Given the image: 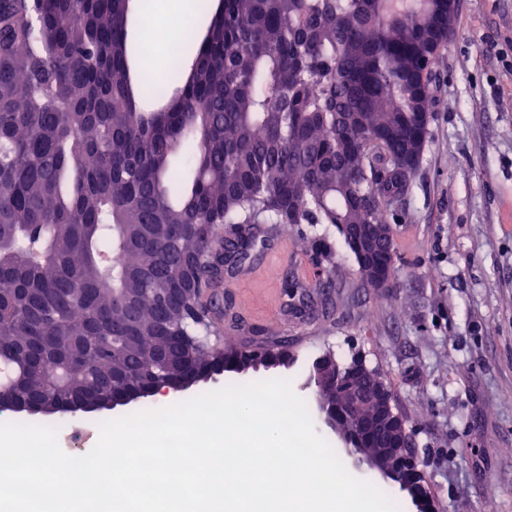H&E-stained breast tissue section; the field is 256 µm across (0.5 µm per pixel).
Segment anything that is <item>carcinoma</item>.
Returning a JSON list of instances; mask_svg holds the SVG:
<instances>
[{
    "instance_id": "1",
    "label": "carcinoma",
    "mask_w": 512,
    "mask_h": 512,
    "mask_svg": "<svg viewBox=\"0 0 512 512\" xmlns=\"http://www.w3.org/2000/svg\"><path fill=\"white\" fill-rule=\"evenodd\" d=\"M128 4L0 0V383L23 396L65 369L87 403L141 384L170 328L200 342L199 380L252 369L197 332H220L222 270L265 245L255 224L383 223L455 25L445 0H220L141 112L160 95L132 76Z\"/></svg>"
}]
</instances>
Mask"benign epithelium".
<instances>
[{"instance_id":"1","label":"benign epithelium","mask_w":512,"mask_h":512,"mask_svg":"<svg viewBox=\"0 0 512 512\" xmlns=\"http://www.w3.org/2000/svg\"><path fill=\"white\" fill-rule=\"evenodd\" d=\"M356 245L358 271L372 288H384L392 278L390 266H379L372 253L386 247L393 234L389 224H343ZM192 360L180 349L169 348L156 358L157 372L147 384L130 388L119 383L100 389L98 406H115L142 394H165L172 390L165 373L173 370L192 377ZM336 391L333 412L319 410L323 424L339 434L347 445L346 452L356 469L367 468L396 483L407 493L417 512H436L435 504L423 479L412 430L398 412L392 393L384 380L361 360L353 359L344 367L330 358L316 360L304 387Z\"/></svg>"}]
</instances>
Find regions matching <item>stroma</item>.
Wrapping results in <instances>:
<instances>
[{
    "instance_id": "35a3bbf8",
    "label": "stroma",
    "mask_w": 512,
    "mask_h": 512,
    "mask_svg": "<svg viewBox=\"0 0 512 512\" xmlns=\"http://www.w3.org/2000/svg\"><path fill=\"white\" fill-rule=\"evenodd\" d=\"M132 0L129 53L141 52L140 21L169 28L167 72L190 59L210 16L193 0L192 26ZM435 75L426 144L401 205L386 213L395 271L367 286L331 224H263L266 249L224 277L222 344L287 342L296 362L281 371L304 389L312 361L360 358L389 385L416 431L440 512H512V0H457L453 34ZM336 282L327 317L292 309L286 285L314 293L315 267Z\"/></svg>"
}]
</instances>
